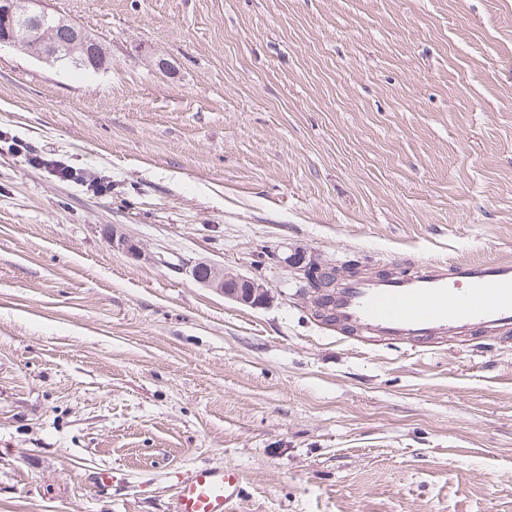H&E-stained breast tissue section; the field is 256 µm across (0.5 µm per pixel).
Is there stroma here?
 Here are the masks:
<instances>
[{
	"instance_id": "35a3bbf8",
	"label": "stroma",
	"mask_w": 512,
	"mask_h": 512,
	"mask_svg": "<svg viewBox=\"0 0 512 512\" xmlns=\"http://www.w3.org/2000/svg\"><path fill=\"white\" fill-rule=\"evenodd\" d=\"M43 6L110 63L0 48V512H512V337L344 341L288 272L512 257V0ZM192 276L199 284L214 288L224 297L244 306L257 308L272 302L271 291L263 282L230 269L199 262L192 270ZM245 487L232 465H200L186 470L178 479L172 512H229Z\"/></svg>"
}]
</instances>
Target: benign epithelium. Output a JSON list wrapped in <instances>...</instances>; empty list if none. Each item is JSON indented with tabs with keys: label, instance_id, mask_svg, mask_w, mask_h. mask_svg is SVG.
<instances>
[{
	"label": "benign epithelium",
	"instance_id": "benign-epithelium-1",
	"mask_svg": "<svg viewBox=\"0 0 512 512\" xmlns=\"http://www.w3.org/2000/svg\"><path fill=\"white\" fill-rule=\"evenodd\" d=\"M22 18L25 19L22 27L26 29L27 38L34 44L43 46V49L35 53L34 57L52 64L60 62L59 55L52 51V46L55 32L62 29L68 33L75 50L88 54L87 65L94 69L101 67V64L94 59L95 42L83 27L68 17L51 16L41 8L40 0H26ZM329 273L333 274L335 281L342 280L340 272L331 270L330 264L316 259L304 266H295L291 271L295 279L307 284L304 294L309 299L312 313L321 317L324 316V302L318 280ZM192 276L199 284L213 288L224 294V297L244 306L257 308L272 302L271 291L263 282L230 269L216 268L207 262H200L192 270Z\"/></svg>",
	"mask_w": 512,
	"mask_h": 512
}]
</instances>
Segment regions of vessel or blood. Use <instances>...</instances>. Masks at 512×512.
<instances>
[{
  "mask_svg": "<svg viewBox=\"0 0 512 512\" xmlns=\"http://www.w3.org/2000/svg\"><path fill=\"white\" fill-rule=\"evenodd\" d=\"M331 325L343 336L428 349L451 339L512 334V259H431L409 273L339 282L326 291ZM245 491L234 466L200 465L178 479L172 512H230Z\"/></svg>",
  "mask_w": 512,
  "mask_h": 512,
  "instance_id": "obj_1",
  "label": "vessel or blood"
}]
</instances>
